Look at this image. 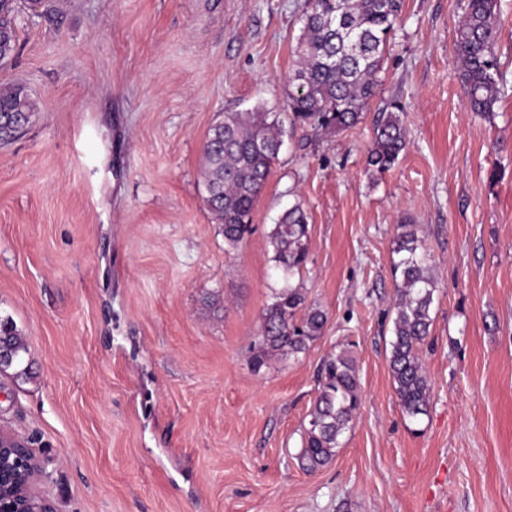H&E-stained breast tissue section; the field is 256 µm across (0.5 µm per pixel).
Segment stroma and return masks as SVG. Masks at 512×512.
Masks as SVG:
<instances>
[{
	"mask_svg": "<svg viewBox=\"0 0 512 512\" xmlns=\"http://www.w3.org/2000/svg\"><path fill=\"white\" fill-rule=\"evenodd\" d=\"M370 115L298 129L225 250L202 149L225 114L288 110L307 0H19L0 83L38 103L0 145V318L25 376L0 371V428L32 449L56 512H512V0L507 85L470 112L455 30L467 0H400ZM407 147L365 171L372 113ZM301 203L323 336L251 372L273 288L268 233ZM414 225L437 281L428 412L403 415L388 354L392 249ZM357 363L358 416L334 460L298 462L326 355ZM0 339L1 343L9 351L8 353L7 349L2 344L0 345V365L8 361L9 354L11 357L9 363L2 366L9 368L13 365L18 366L21 364L23 354L27 353V347L12 322L0 319Z\"/></svg>",
	"mask_w": 512,
	"mask_h": 512,
	"instance_id": "35a3bbf8",
	"label": "stroma"
}]
</instances>
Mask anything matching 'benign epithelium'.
<instances>
[{"label":"benign epithelium","instance_id":"1","mask_svg":"<svg viewBox=\"0 0 512 512\" xmlns=\"http://www.w3.org/2000/svg\"><path fill=\"white\" fill-rule=\"evenodd\" d=\"M0 512H55L53 504L39 495L43 471L28 445L0 429Z\"/></svg>","mask_w":512,"mask_h":512}]
</instances>
